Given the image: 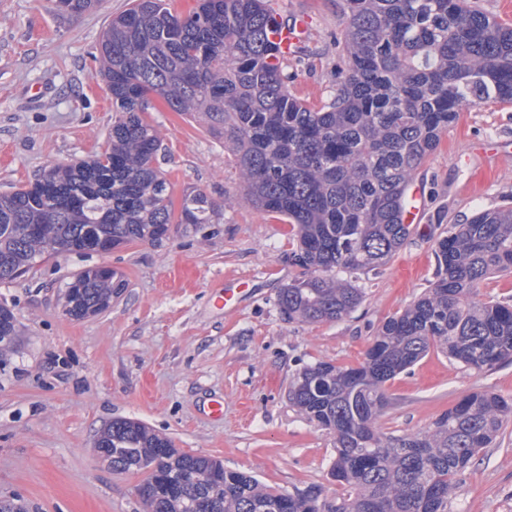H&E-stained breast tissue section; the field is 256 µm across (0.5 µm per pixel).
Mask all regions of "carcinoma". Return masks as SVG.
<instances>
[{"label": "carcinoma", "mask_w": 512, "mask_h": 512, "mask_svg": "<svg viewBox=\"0 0 512 512\" xmlns=\"http://www.w3.org/2000/svg\"><path fill=\"white\" fill-rule=\"evenodd\" d=\"M74 15L101 0H53ZM347 58L320 107L294 97L271 39L266 0H201L182 16L165 0H133L108 23L101 62L112 102L105 150L55 165L0 193V281L28 273L54 243L96 238L115 248L156 242L172 224H216L203 191L174 203L154 166L160 142L145 118L149 97L172 112L204 113L236 147L250 201L290 224L301 269L278 294L285 320L336 321L364 291L353 275L384 265L410 235L404 223L414 173L466 106L512 104V25L469 0H343ZM436 280L384 321L356 366L318 362L288 399L335 436L330 475L287 493L221 460L183 453L140 423L114 420L98 448L112 469L144 472L146 512H448L456 477L512 421V400L467 394L427 431L385 433V385L432 349L482 374L512 362V304L481 297L492 275L512 274V208L479 210L437 241ZM124 279L95 266L72 283L66 314L110 306ZM184 472L186 487L171 485Z\"/></svg>", "instance_id": "1"}]
</instances>
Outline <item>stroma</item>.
I'll return each instance as SVG.
<instances>
[{
  "instance_id": "stroma-1",
  "label": "stroma",
  "mask_w": 512,
  "mask_h": 512,
  "mask_svg": "<svg viewBox=\"0 0 512 512\" xmlns=\"http://www.w3.org/2000/svg\"><path fill=\"white\" fill-rule=\"evenodd\" d=\"M130 0H102L72 15L53 0H0V192L45 168L87 161L112 126V104L93 57L111 17ZM278 18L308 16L307 42L283 62L288 90L319 106L346 67L338 0H267ZM147 120L162 142L155 165L175 197L200 190L222 207L216 224H174L162 242L99 254H47L32 274L0 282L17 338L0 361V499L30 512H144L141 477L108 468L93 443L116 419L143 423L176 448L293 492L343 488L330 475L335 438L300 416L288 386L317 362L360 363L383 322L435 279L437 240L479 210L512 206V105L465 108L413 180L420 219L402 248L361 274L363 302L335 322L285 321L277 297L294 279L284 221L245 195L234 147L204 115L155 101ZM499 142L494 176L469 184L474 142ZM103 264L126 286L103 313L63 310L69 283ZM380 419L393 435L427 430L462 397L512 399V362L476 374L430 350L386 383ZM224 416L212 418L213 402ZM450 512H512V423L456 478Z\"/></svg>"
}]
</instances>
